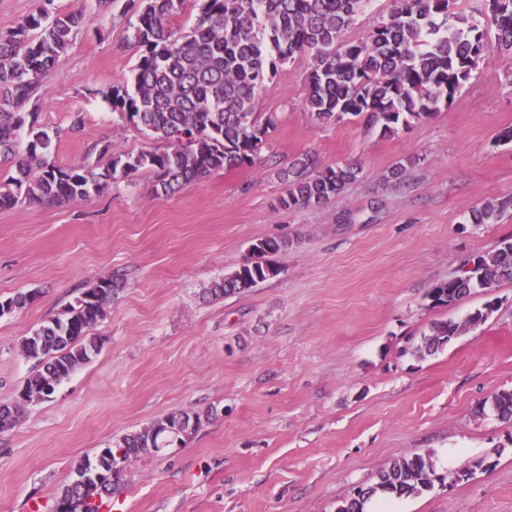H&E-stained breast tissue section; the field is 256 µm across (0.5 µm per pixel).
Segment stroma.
<instances>
[{"label": "stroma", "instance_id": "obj_1", "mask_svg": "<svg viewBox=\"0 0 512 512\" xmlns=\"http://www.w3.org/2000/svg\"><path fill=\"white\" fill-rule=\"evenodd\" d=\"M126 3L53 2L89 18L40 90L42 127L63 131L60 164L103 169L160 146L103 96L138 61ZM310 66L296 56L258 91L255 112L275 124L252 164L172 196L142 171L65 204L0 211V301L39 294L0 316V406L18 402L33 367L20 338L99 278L118 284L94 329L100 354L0 434V512H52L80 460L184 409L200 428L184 447L131 459L110 512H337L403 454L431 457L441 474L486 466L369 512H512V420L482 407L512 391V281L451 306L428 297L512 238V211L470 221L512 196V58L480 61L451 102L392 135L363 116L315 122ZM77 114L84 126L67 134ZM302 155L354 165L358 178L322 206L283 209L279 171ZM265 239L288 243L279 274L212 297ZM490 301L484 321L414 355L431 323L466 321ZM510 209H512V197L495 199L473 210L471 220L474 224H493L503 212Z\"/></svg>", "mask_w": 512, "mask_h": 512}]
</instances>
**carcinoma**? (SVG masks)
<instances>
[{"label": "carcinoma", "instance_id": "obj_1", "mask_svg": "<svg viewBox=\"0 0 512 512\" xmlns=\"http://www.w3.org/2000/svg\"><path fill=\"white\" fill-rule=\"evenodd\" d=\"M43 0L16 27L0 32V159L16 161L17 175L0 184V211L25 199L63 204L98 192L116 173L128 177L141 170L156 178L155 190L173 194L183 185L201 182L216 169L249 164L270 127L253 110L256 91L278 66L297 54L312 59L308 74L311 117L324 124L346 115L367 116L392 134L438 111L468 82L477 64L495 55H512V0H485L481 22L454 11L456 0H398L387 19L366 39H345V32L369 0H199V12L186 35L170 21L185 0H140L131 23L139 58L129 80L104 93L112 111L140 127L163 148L115 158L103 172L83 164L64 166L52 154V137L39 123L37 106H29L44 79L72 45L87 22L81 11L50 14ZM494 36L488 37V27ZM314 162L298 157L281 170L288 185L285 209L318 207L355 181L350 164L310 173ZM512 209V197L495 199L471 213L474 224H493ZM277 276L269 261L244 264L214 283L213 296L241 292ZM512 281V240L492 253L475 257L465 276L436 283L429 292L436 305L451 306L480 289L492 291ZM118 284L100 278L77 303L19 341L22 353L37 362L26 378L28 402L49 400L77 367L101 350L90 331L106 316V305ZM38 294H17L0 301V310H20ZM461 333L452 320L436 322L424 336V348L435 353ZM503 420H512V392L491 397ZM24 405L0 407V432L20 424ZM202 423L199 413L182 410L124 435L84 461L101 479L65 485L58 500L70 512H100L112 494L116 454L127 462L184 442ZM438 479L431 459L402 455L381 471L374 485L359 489L338 512H364L374 497L403 498L433 488Z\"/></svg>", "mask_w": 512, "mask_h": 512}]
</instances>
